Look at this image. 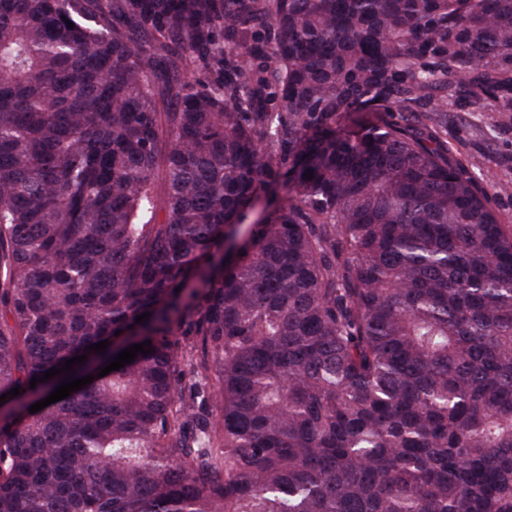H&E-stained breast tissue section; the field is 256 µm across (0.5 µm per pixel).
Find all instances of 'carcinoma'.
Listing matches in <instances>:
<instances>
[{
	"mask_svg": "<svg viewBox=\"0 0 512 512\" xmlns=\"http://www.w3.org/2000/svg\"><path fill=\"white\" fill-rule=\"evenodd\" d=\"M460 99L512 113V0H0V512H512Z\"/></svg>",
	"mask_w": 512,
	"mask_h": 512,
	"instance_id": "cac0c4a2",
	"label": "carcinoma"
}]
</instances>
